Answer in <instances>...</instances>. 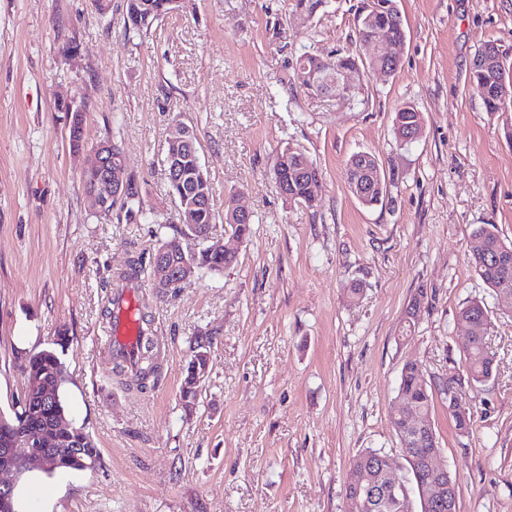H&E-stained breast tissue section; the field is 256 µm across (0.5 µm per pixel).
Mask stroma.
Segmentation results:
<instances>
[{"instance_id": "stroma-1", "label": "stroma", "mask_w": 512, "mask_h": 512, "mask_svg": "<svg viewBox=\"0 0 512 512\" xmlns=\"http://www.w3.org/2000/svg\"><path fill=\"white\" fill-rule=\"evenodd\" d=\"M123 4L103 15L93 0H0V412L19 408L25 357L67 329L68 419L100 450L94 469L24 476L18 512H344L354 456H400L389 414L402 367L421 363L430 381L465 368L455 314L486 293L467 263L475 229L492 224L512 241V142L469 82L484 43L512 51V0H397L399 69L362 71L350 103L285 80L304 50L350 47L360 0H330L306 23L277 0H191L131 37ZM71 41L81 55L67 63ZM70 96L85 115L78 157L57 109ZM406 103L424 117L409 145L393 132ZM178 122L196 136L216 212L234 191L253 224L223 273L164 294L141 275L159 338L142 390L104 352L109 288L132 255L184 230L162 151ZM108 134L169 225L94 217L82 168ZM287 147L321 172L314 209L276 187ZM358 151L396 173L381 206H362L345 180ZM488 310L498 369L474 392L476 431L457 435L443 403L431 415L457 512H512V315ZM203 336L209 375L188 412L180 385Z\"/></svg>"}]
</instances>
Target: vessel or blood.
Segmentation results:
<instances>
[{
	"label": "vessel or blood",
	"mask_w": 512,
	"mask_h": 512,
	"mask_svg": "<svg viewBox=\"0 0 512 512\" xmlns=\"http://www.w3.org/2000/svg\"><path fill=\"white\" fill-rule=\"evenodd\" d=\"M120 295L112 310L105 352L111 361L134 370L140 365L142 327L138 319V305L132 289H121Z\"/></svg>",
	"instance_id": "obj_1"
}]
</instances>
